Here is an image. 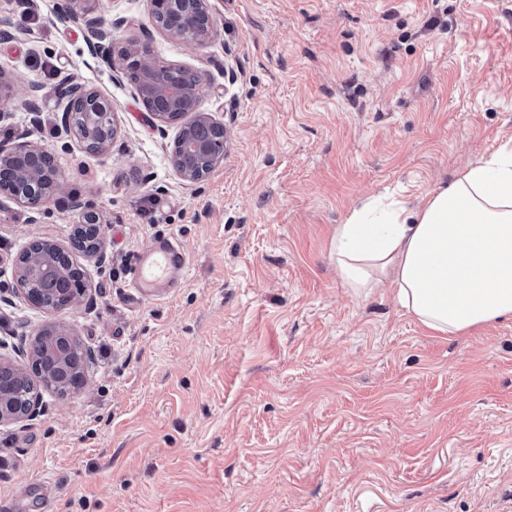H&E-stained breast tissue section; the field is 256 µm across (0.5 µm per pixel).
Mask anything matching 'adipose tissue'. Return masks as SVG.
<instances>
[{
  "label": "adipose tissue",
  "mask_w": 512,
  "mask_h": 512,
  "mask_svg": "<svg viewBox=\"0 0 512 512\" xmlns=\"http://www.w3.org/2000/svg\"><path fill=\"white\" fill-rule=\"evenodd\" d=\"M332 254L349 288L389 283L438 335L512 317V146L471 163L449 188L361 201L337 225Z\"/></svg>",
  "instance_id": "adipose-tissue-1"
}]
</instances>
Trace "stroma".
Instances as JSON below:
<instances>
[{
  "instance_id": "stroma-1",
  "label": "stroma",
  "mask_w": 512,
  "mask_h": 512,
  "mask_svg": "<svg viewBox=\"0 0 512 512\" xmlns=\"http://www.w3.org/2000/svg\"><path fill=\"white\" fill-rule=\"evenodd\" d=\"M59 0H0V68L40 109L0 101V141L56 152L65 195L40 223L0 203V355L65 325L92 353L82 388L44 392L0 426L9 512H512V318L431 333L392 289L353 292L331 241L361 200L448 187L512 142V0H211L197 47L149 0H89L117 42L206 73L224 161L183 185L128 76L92 53ZM74 81L115 107L104 158L61 117ZM92 204L105 262L78 253L71 309L14 296L19 252L69 246ZM162 238L189 258L180 287L142 298L130 254Z\"/></svg>"
}]
</instances>
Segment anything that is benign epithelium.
<instances>
[{
    "mask_svg": "<svg viewBox=\"0 0 512 512\" xmlns=\"http://www.w3.org/2000/svg\"><path fill=\"white\" fill-rule=\"evenodd\" d=\"M84 0H63L59 6V17L79 24L86 31L88 46L93 52L112 54V20L103 15L88 16L81 7ZM150 17L159 14L169 16L171 24L161 28L168 36L190 45H202L215 31L217 20L212 11L211 0H149ZM122 60L130 70V78L145 109L162 124H173L177 134L170 152V162L178 177L186 185L203 180L223 159L224 148L216 147L211 130L224 128L211 114L201 108V99L206 88L205 74L173 64L171 71L181 72L187 79L184 85L160 84L155 73L160 68L146 43L138 41L125 45ZM67 105L62 115L64 125H72L73 112H90L93 123L87 126L85 135L79 139L87 142L97 128L104 130V136L96 147V154L108 157L112 143L117 137L118 127L112 101L98 91L81 83L70 82L65 92ZM63 188L62 178L53 150L38 144L26 136H19L10 142H0V199H7L26 209L28 221L40 223L49 203L56 200ZM70 207L82 215L81 227L95 231L101 239L102 228L99 213L88 203L75 199ZM49 253L35 266L25 271H14L16 290L24 301L33 308L41 309V298L32 291V286L61 293L56 310L72 307L85 292L84 284L70 281L68 287L59 289L63 279L62 265L73 262L70 251L47 240ZM69 330L60 324L48 325L35 333L30 345V363L39 355L35 353L37 340L44 336L67 335ZM41 394L33 395L22 409L12 404L0 403V424L31 418L35 415Z\"/></svg>",
    "mask_w": 512,
    "mask_h": 512,
    "instance_id": "benign-epithelium-1",
    "label": "benign epithelium"
}]
</instances>
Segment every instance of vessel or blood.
Returning <instances> with one entry per match:
<instances>
[{"mask_svg":"<svg viewBox=\"0 0 512 512\" xmlns=\"http://www.w3.org/2000/svg\"><path fill=\"white\" fill-rule=\"evenodd\" d=\"M187 265L185 253L162 240L131 257V282L142 295L160 297L183 276Z\"/></svg>","mask_w":512,"mask_h":512,"instance_id":"b4317fda","label":"vessel or blood"}]
</instances>
